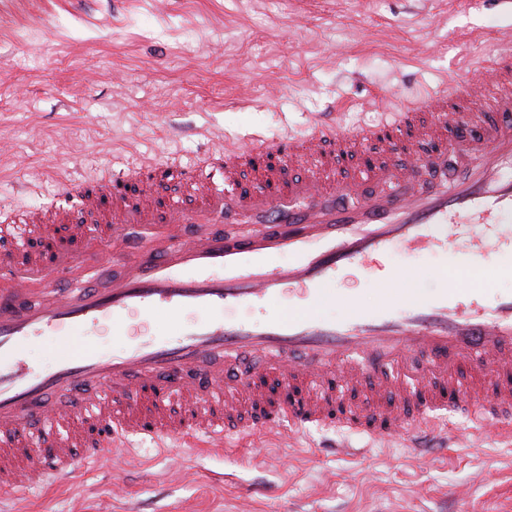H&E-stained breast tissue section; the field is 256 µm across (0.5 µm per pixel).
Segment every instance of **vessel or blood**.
<instances>
[{
  "instance_id": "vessel-or-blood-1",
  "label": "vessel or blood",
  "mask_w": 512,
  "mask_h": 512,
  "mask_svg": "<svg viewBox=\"0 0 512 512\" xmlns=\"http://www.w3.org/2000/svg\"><path fill=\"white\" fill-rule=\"evenodd\" d=\"M467 77L374 124L328 119L303 136L254 139L180 170L193 209L159 206L147 163L94 188L65 180L55 202L16 217L0 250V496L64 480L77 461L98 463L135 439L186 440L205 450L283 427H331L422 453L419 435L440 414L512 429V295L487 298L448 279L422 293L427 268L376 276L380 304L339 297V271L394 245L419 253L512 249V41ZM479 123L471 143L459 127ZM361 158L374 189L336 180L339 160ZM293 164L307 167L301 180ZM254 167L251 195L235 187ZM220 170L223 192L207 178ZM136 180L135 196L121 186ZM227 224L244 225L235 237ZM118 253L108 286L92 274ZM288 253L295 261L269 265ZM300 311L277 313L284 291ZM340 301L328 321L313 307ZM261 308L259 321L227 309ZM171 339L152 335L158 316ZM110 331L119 347L87 346ZM66 345L43 369L24 351L43 337Z\"/></svg>"
}]
</instances>
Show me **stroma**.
<instances>
[{"instance_id": "obj_1", "label": "stroma", "mask_w": 512, "mask_h": 512, "mask_svg": "<svg viewBox=\"0 0 512 512\" xmlns=\"http://www.w3.org/2000/svg\"><path fill=\"white\" fill-rule=\"evenodd\" d=\"M512 10L465 0H0V224L46 208L59 177L93 184L140 160L189 166L230 140L308 133L327 113L378 120L372 93L424 96L464 61L492 55ZM491 254L391 247L383 266L453 269L485 296L512 278ZM421 458L351 436L363 457L324 454V434L283 433L192 454L134 449L77 463L71 481L0 503V512H512V438Z\"/></svg>"}]
</instances>
